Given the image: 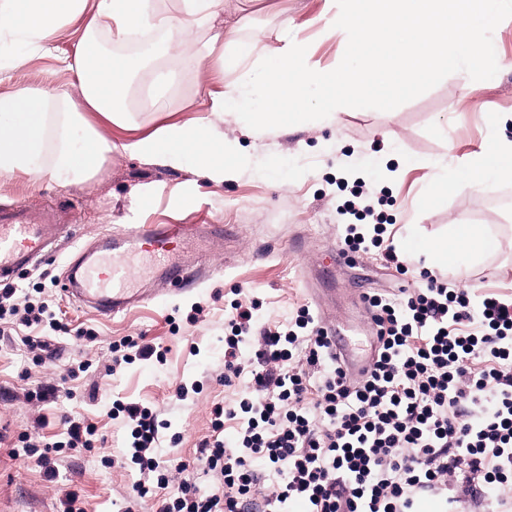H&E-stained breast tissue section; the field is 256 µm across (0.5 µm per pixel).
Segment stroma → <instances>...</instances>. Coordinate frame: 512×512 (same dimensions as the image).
<instances>
[{
  "instance_id": "stroma-1",
  "label": "stroma",
  "mask_w": 512,
  "mask_h": 512,
  "mask_svg": "<svg viewBox=\"0 0 512 512\" xmlns=\"http://www.w3.org/2000/svg\"><path fill=\"white\" fill-rule=\"evenodd\" d=\"M350 7L349 0L332 5L327 0H261L256 7L247 0H224V24L238 26L243 39L259 38L269 59L285 45L283 30L296 32L308 43L312 65L329 71L347 56L349 37L326 29L325 23L332 12ZM78 38L73 28L59 30L51 57H23L16 49L0 48V93L40 84L51 69L59 86L78 93L74 73L60 64ZM212 80L209 67L182 74L173 88L170 112H143L140 121L150 129L168 119L193 122L204 117L210 102L199 89ZM497 114H512V70L489 78L463 66L391 103L366 104L346 97L332 119L312 110L274 133L258 132L225 115L220 125L224 151L247 156L249 163L221 184L202 178L190 165L173 169L119 154L94 180L66 187L46 179L36 186L22 174L1 181L0 207L55 205L74 213L75 221L64 249L12 281L21 294L44 287L50 309L69 331L52 344L49 358L38 367L30 365L20 342L29 328L19 327L13 339L0 337V512H58L63 487L78 492L88 512H120L138 473L131 466L102 462L103 456L125 446V427L110 416L118 398L160 407L167 423L163 452L193 459L211 433L213 404L230 400L249 382L244 376L227 387L218 379L224 371V314L233 289H241L243 300L256 301L257 324L287 323L299 306L317 299L320 318L335 322L347 337L366 341L364 296L393 293L401 281L377 255L353 262L339 257L344 228L336 208L350 196L341 182L347 171L385 188L381 210L394 224L392 243L409 267L428 265L426 256L409 257L410 246L446 238L451 225L512 226V178L477 189L459 177L461 169L478 160L488 140L502 134L512 138V125L504 129L493 124ZM435 179L448 188L433 200L428 189ZM144 184L156 189L146 207L137 196ZM136 222L187 225L190 236L180 260L201 277V284L112 319L69 298L62 284L79 250ZM209 224L224 225L232 238L208 237ZM457 282L463 288L481 284L512 290V243L502 242ZM198 303L205 310L197 322H189ZM85 329L96 331L97 343L79 339ZM125 336L161 344L167 350L164 361L138 360L109 371L106 348ZM86 359L92 363L88 372L65 379L66 368ZM60 383L66 384L67 394L41 405L27 401V393L37 387ZM198 383L201 393L177 399L179 386ZM78 415L96 423L104 443L91 453L62 459L56 482L45 481L38 468L12 457L19 434L55 441L64 430V418Z\"/></svg>"
}]
</instances>
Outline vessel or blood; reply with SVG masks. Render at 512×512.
<instances>
[{"instance_id":"obj_1","label":"vessel or blood","mask_w":512,"mask_h":512,"mask_svg":"<svg viewBox=\"0 0 512 512\" xmlns=\"http://www.w3.org/2000/svg\"><path fill=\"white\" fill-rule=\"evenodd\" d=\"M62 227L53 209L19 205L0 209V282L11 281L59 250ZM186 231L179 224H129L86 248L67 268L68 295L92 305L106 318L145 300L126 262L135 247L149 254L162 279L178 284L183 265L173 259Z\"/></svg>"}]
</instances>
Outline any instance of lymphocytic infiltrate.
<instances>
[{"instance_id": "obj_1", "label": "lymphocytic infiltrate", "mask_w": 512, "mask_h": 512, "mask_svg": "<svg viewBox=\"0 0 512 512\" xmlns=\"http://www.w3.org/2000/svg\"><path fill=\"white\" fill-rule=\"evenodd\" d=\"M364 180L337 208L353 216L344 254L377 251L398 274L408 268L388 223L362 203ZM419 288L366 301L380 348L367 374L351 380L325 327L308 306L288 324L253 326L237 302L224 338L225 386L249 374L251 387L214 404L213 438L193 460L157 453L160 413L114 400L128 429L119 459L139 478L124 512H512V294L459 287L421 272ZM257 350L243 362L240 347ZM234 427L223 440L225 424ZM63 440L38 445L20 435L22 462L56 482L59 458L94 450L97 426L64 422ZM207 489H200L199 477Z\"/></svg>"}]
</instances>
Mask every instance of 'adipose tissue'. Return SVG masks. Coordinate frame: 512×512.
<instances>
[{
  "mask_svg": "<svg viewBox=\"0 0 512 512\" xmlns=\"http://www.w3.org/2000/svg\"><path fill=\"white\" fill-rule=\"evenodd\" d=\"M355 2L351 12L328 20L331 27L349 30L352 42L347 58L325 71L310 63L304 39L296 36L287 39L276 62H263L258 39H241L236 29L218 25L224 0H179L173 12L157 0H0V45L48 55L61 28L81 34L66 65L79 78V96L59 91L50 72L39 86L0 93V180L23 173L66 186L94 179L119 152L173 168L191 164L201 177L220 184L232 170L218 126L225 113L268 133L281 128L287 114L308 111L313 88L326 107L328 91L336 87L371 100L376 90L402 91L465 65L490 77L512 68L492 41L477 35L495 20L492 0ZM104 40L109 50L101 49ZM226 43L231 51L221 52ZM211 59L218 71L240 79L208 90L209 116L142 131L135 120L139 107L168 111L177 74L200 70ZM141 88L148 91L143 105L137 100ZM113 127L124 131L123 139H112ZM507 175L512 176V140L496 138L461 177L488 188ZM503 236V230L486 225L456 224L446 240L425 252L460 268L496 251Z\"/></svg>",
  "mask_w": 512,
  "mask_h": 512,
  "instance_id": "ef3b65f1",
  "label": "adipose tissue"
}]
</instances>
